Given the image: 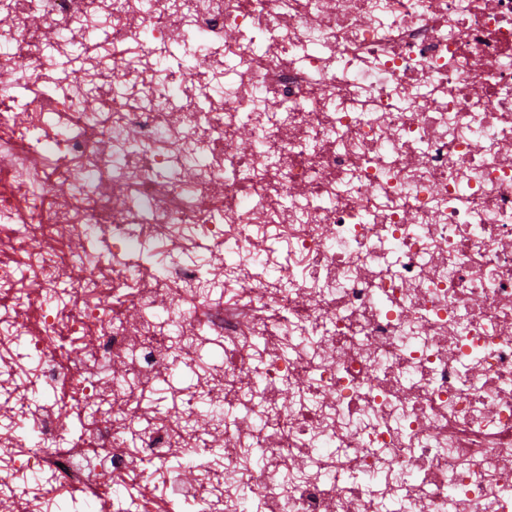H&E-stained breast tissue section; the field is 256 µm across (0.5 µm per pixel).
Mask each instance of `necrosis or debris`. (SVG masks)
I'll return each instance as SVG.
<instances>
[{
  "label": "necrosis or debris",
  "instance_id": "necrosis-or-debris-1",
  "mask_svg": "<svg viewBox=\"0 0 512 512\" xmlns=\"http://www.w3.org/2000/svg\"><path fill=\"white\" fill-rule=\"evenodd\" d=\"M61 33L90 54L25 110L0 108V306L32 324L46 383L81 405L116 392L102 368L135 386L211 344L224 404L246 387L266 405L258 429L216 422L225 472L262 451L240 500L512 512V0H0V73L62 51ZM174 43L208 49L217 81L164 79L156 51ZM88 92L99 111H74ZM172 167L193 175L159 185ZM35 198L36 222L15 223ZM90 232L102 252L69 250ZM151 243L171 260L150 276L126 254ZM21 260L38 276L23 296L3 283ZM62 277L67 300L45 307ZM162 292L183 335L154 327ZM138 415L116 404L93 425L96 473L52 412L38 444L11 438L13 464L51 472L47 497L123 512L113 477L176 446L162 420L127 452Z\"/></svg>",
  "mask_w": 512,
  "mask_h": 512
}]
</instances>
